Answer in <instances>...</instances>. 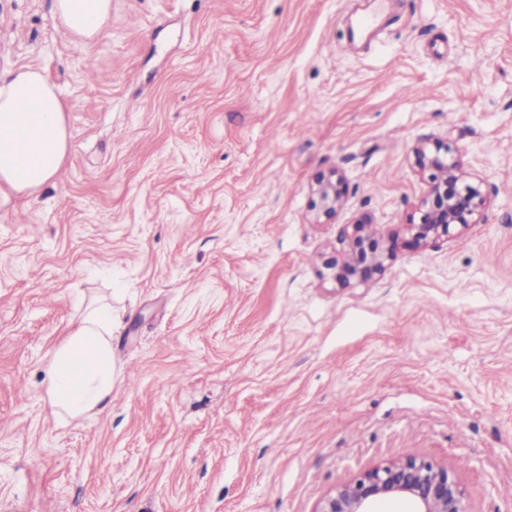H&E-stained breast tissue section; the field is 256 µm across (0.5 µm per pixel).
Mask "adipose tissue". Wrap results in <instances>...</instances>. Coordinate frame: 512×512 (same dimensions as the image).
I'll list each match as a JSON object with an SVG mask.
<instances>
[{
  "label": "adipose tissue",
  "mask_w": 512,
  "mask_h": 512,
  "mask_svg": "<svg viewBox=\"0 0 512 512\" xmlns=\"http://www.w3.org/2000/svg\"><path fill=\"white\" fill-rule=\"evenodd\" d=\"M63 30L92 44L108 23L112 0H54ZM69 151L66 108L37 68L0 76V187L30 193L49 184ZM111 306L92 305L69 322L46 356V396L61 420L85 418L112 400Z\"/></svg>",
  "instance_id": "obj_1"
}]
</instances>
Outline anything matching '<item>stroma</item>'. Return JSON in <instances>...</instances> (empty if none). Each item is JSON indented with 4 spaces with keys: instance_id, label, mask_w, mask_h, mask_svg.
<instances>
[{
    "instance_id": "35a3bbf8",
    "label": "stroma",
    "mask_w": 512,
    "mask_h": 512,
    "mask_svg": "<svg viewBox=\"0 0 512 512\" xmlns=\"http://www.w3.org/2000/svg\"><path fill=\"white\" fill-rule=\"evenodd\" d=\"M53 2L0 0V75L42 69L70 135L50 184L0 189V512H315L404 457L512 512V0H112L91 49ZM434 140L481 223L337 285ZM93 300L112 401L63 422L45 356ZM346 195V182L339 171H331L316 177L312 186V210L326 217L336 216V211L343 204ZM352 232L346 236V249L340 259L336 255L325 262L331 278L340 286L352 281L367 282L375 274L385 270L386 259L392 257V249L380 245V234L372 224L358 221L352 224Z\"/></svg>"
}]
</instances>
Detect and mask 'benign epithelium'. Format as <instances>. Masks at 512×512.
Listing matches in <instances>:
<instances>
[{
	"label": "benign epithelium",
	"instance_id": "7a95c632",
	"mask_svg": "<svg viewBox=\"0 0 512 512\" xmlns=\"http://www.w3.org/2000/svg\"><path fill=\"white\" fill-rule=\"evenodd\" d=\"M414 157L417 168L428 174L429 189L418 207L419 222L404 230L410 246L425 249L448 238L452 230L462 232L477 223L485 199L479 187L465 182L461 156L450 143L422 144L414 149ZM345 195L346 182L339 171L321 174L312 186V209L333 217ZM390 257L392 249L380 244L373 225L359 221L346 236L341 258L330 257L325 267L344 286L382 273ZM383 502L407 505L410 512H467L463 491L448 468L418 457L374 466L336 488L315 512H379Z\"/></svg>",
	"mask_w": 512,
	"mask_h": 512
}]
</instances>
